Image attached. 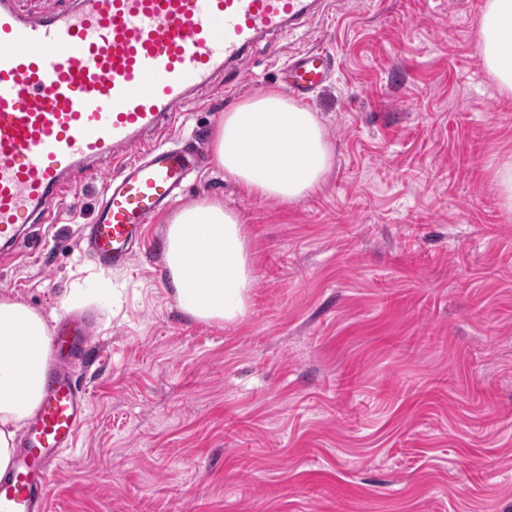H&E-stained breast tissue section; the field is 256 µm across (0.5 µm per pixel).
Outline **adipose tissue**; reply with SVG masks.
I'll return each instance as SVG.
<instances>
[{
    "label": "adipose tissue",
    "mask_w": 512,
    "mask_h": 512,
    "mask_svg": "<svg viewBox=\"0 0 512 512\" xmlns=\"http://www.w3.org/2000/svg\"><path fill=\"white\" fill-rule=\"evenodd\" d=\"M481 60L499 89L512 93V0H488L478 32ZM263 143L247 152L245 139ZM333 152L316 115L279 91L226 112L213 138V163L245 193L297 202L320 187ZM165 266L181 311L224 324L247 314L254 286L249 243L239 214L206 198L167 221ZM51 328L34 308L0 297V473L11 465L19 432L41 396Z\"/></svg>",
    "instance_id": "1"
}]
</instances>
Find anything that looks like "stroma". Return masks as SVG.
Listing matches in <instances>:
<instances>
[{
  "label": "stroma",
  "instance_id": "1",
  "mask_svg": "<svg viewBox=\"0 0 512 512\" xmlns=\"http://www.w3.org/2000/svg\"><path fill=\"white\" fill-rule=\"evenodd\" d=\"M486 2L333 0L180 106L170 145L280 88L295 50L331 58L306 103L334 147L314 193L251 196L209 160L187 191L246 226L242 322L179 310L164 217L127 268L100 269L78 236L99 181L73 176L58 221L0 251V296L92 319L63 360L88 416L44 512H512V210L495 180L512 95L480 59Z\"/></svg>",
  "mask_w": 512,
  "mask_h": 512
}]
</instances>
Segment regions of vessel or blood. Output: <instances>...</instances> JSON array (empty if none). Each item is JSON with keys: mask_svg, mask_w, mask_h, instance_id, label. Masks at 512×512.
Here are the masks:
<instances>
[{"mask_svg": "<svg viewBox=\"0 0 512 512\" xmlns=\"http://www.w3.org/2000/svg\"><path fill=\"white\" fill-rule=\"evenodd\" d=\"M64 10L0 0V245L22 224L49 222L68 178L100 179L116 165L80 237L105 268L129 262L139 228L176 203L198 167L194 147L150 142L183 102L208 88L264 34L307 18L311 0H70ZM330 57L295 51L284 70L298 99L328 78ZM81 314L51 337L42 398L10 470L0 475V512H42L51 466L70 447L86 393L60 354L89 340Z\"/></svg>", "mask_w": 512, "mask_h": 512, "instance_id": "vessel-or-blood-1", "label": "vessel or blood"}]
</instances>
